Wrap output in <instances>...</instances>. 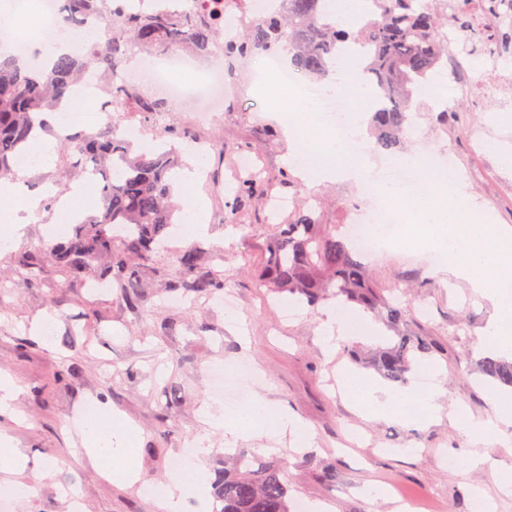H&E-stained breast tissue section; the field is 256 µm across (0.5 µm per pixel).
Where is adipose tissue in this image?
<instances>
[{"label": "adipose tissue", "mask_w": 512, "mask_h": 512, "mask_svg": "<svg viewBox=\"0 0 512 512\" xmlns=\"http://www.w3.org/2000/svg\"><path fill=\"white\" fill-rule=\"evenodd\" d=\"M354 146L346 132L313 141L315 166L308 174L309 180H362L373 162L367 152L355 151ZM381 195L404 215L409 228L424 227L430 246L447 252L448 275L465 281L474 293L493 303L494 314L479 342L480 351L488 355L512 353V228L472 223V204L461 182L455 179L432 183L426 194L417 197L396 198L387 186L382 187ZM347 387L367 388L371 414L377 418L414 423L435 420L441 412L443 385L439 382L426 389L414 383L395 391L378 383L366 384L363 375L352 372L347 376ZM205 418L211 428L235 437L260 422L268 430L294 435L301 446L311 443V435L300 420L260 397L229 411L219 403H209ZM128 432V426L119 421L105 432L94 422H87L84 452L94 462L124 455ZM208 493V476L198 465L189 479L158 483L154 502L159 512H183L188 496L203 501Z\"/></svg>", "instance_id": "adipose-tissue-1"}]
</instances>
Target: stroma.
Returning <instances> with one entry per match:
<instances>
[{"label":"stroma","mask_w":512,"mask_h":512,"mask_svg":"<svg viewBox=\"0 0 512 512\" xmlns=\"http://www.w3.org/2000/svg\"><path fill=\"white\" fill-rule=\"evenodd\" d=\"M260 62L257 56L245 62L224 57L232 107L210 126L184 125L177 112L165 122L185 137L213 144L204 160L186 153L196 177L191 187L175 185L174 195L181 203L194 197L204 203L208 229L194 240L199 265L223 275L224 291H170L183 276L177 252L189 243L178 235L147 266L135 268L144 296L138 308H129L122 288L108 279L96 292L84 281L65 284L43 261L49 242L65 237L57 213L47 208L0 251V375L17 385L21 410L17 416L0 413V434L48 471L35 493L15 502L14 512H158L143 485L172 478L185 448L203 435L210 443L206 470L223 468L225 456L242 452L282 463L294 512H310L318 503L331 512H391L396 504L412 512H473L478 497L489 512H512V490L495 477L499 470L512 472V428L478 435L465 426L466 416L493 415L499 391L477 372L479 338L493 314L489 300L431 265L422 241L371 258L382 295L413 311L407 331L436 345L414 358L440 370L443 415L406 424L367 414L361 398L342 385L349 370L381 382L371 360L393 339L382 322L373 321L374 335L334 344L322 323L335 301L311 307L261 282L266 243L288 218L272 219L263 197L220 192V185L233 186L243 176L240 157L254 156L271 193L287 195L292 175L299 179L293 189L299 195L327 196L328 224L344 223L358 185L301 178L277 75L258 85L248 82ZM443 86L458 112L442 127L434 113L414 111L412 130L393 156H417L425 145L446 155L465 179L475 215L512 227V96L494 95L483 112L459 95L453 75H445ZM491 141L499 152L488 150ZM227 292L238 313L224 310ZM45 313L56 319L47 340L31 329ZM217 366L235 378L239 399L258 393L301 420L312 434L310 446L296 448L288 436L273 442L209 433L203 410L214 399L209 372ZM91 402L100 413L135 426L137 484L107 480L84 455L76 429L89 419ZM482 455L488 463L470 467Z\"/></svg>","instance_id":"1"}]
</instances>
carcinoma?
Listing matches in <instances>:
<instances>
[{
  "instance_id": "1",
  "label": "carcinoma",
  "mask_w": 512,
  "mask_h": 512,
  "mask_svg": "<svg viewBox=\"0 0 512 512\" xmlns=\"http://www.w3.org/2000/svg\"><path fill=\"white\" fill-rule=\"evenodd\" d=\"M327 0H281L267 17H256L240 40L224 43V53L247 55L283 48L294 70L316 80L328 78L340 60L339 46L356 40L370 52L359 60L382 105L370 113L375 146L391 152L411 126L413 96L431 80L448 51V0H371L369 10L351 24L341 17L325 20ZM67 19L77 27L96 23L101 36L88 42L84 54H63L38 69L23 68L20 58L0 54V179L14 173L15 158L27 152L35 129L51 130L37 117L59 108L73 87L91 72L111 77L136 49L171 52L191 45L200 55L218 46L222 31L214 15L177 19L160 11L136 15L113 6V0H65ZM130 107L164 112L165 103L136 86L128 87ZM75 166L99 178L98 212L74 227L72 237L47 248L44 259L70 282L92 270L124 288L130 284V262L152 260L165 242L177 207L170 204L173 170L181 163L173 147L137 151L115 124L95 132L79 130L60 141ZM186 279L170 288L208 294L224 288V279L198 270V249L178 255ZM261 280L275 292H286L310 306L333 299L344 307H361L385 322L398 339L379 351L372 363L384 377L402 382L411 370L413 352L433 349L425 336H403L407 309L377 292V284L360 260L340 224L323 223L322 205L304 200L289 212L266 246ZM481 372L493 383L512 388V358H486ZM221 512H290L288 485L277 462L245 453L215 472Z\"/></svg>"
}]
</instances>
